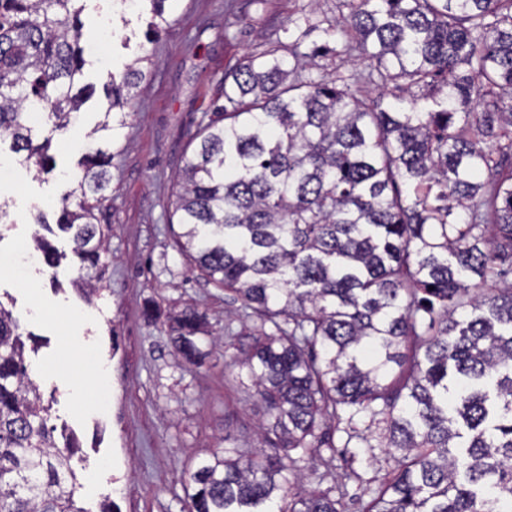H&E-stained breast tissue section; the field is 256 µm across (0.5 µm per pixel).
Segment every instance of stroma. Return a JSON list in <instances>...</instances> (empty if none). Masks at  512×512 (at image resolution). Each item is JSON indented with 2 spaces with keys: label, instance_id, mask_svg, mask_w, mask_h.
I'll use <instances>...</instances> for the list:
<instances>
[{
  "label": "stroma",
  "instance_id": "obj_1",
  "mask_svg": "<svg viewBox=\"0 0 512 512\" xmlns=\"http://www.w3.org/2000/svg\"><path fill=\"white\" fill-rule=\"evenodd\" d=\"M308 0H168L171 28L156 42L144 38L137 14L119 18L112 0H84L88 42L82 84L95 88L69 130L55 134L53 172L38 173L10 138L0 139V303L21 333H33L30 378L51 402L49 422L72 430L80 448L72 458L78 503L99 512L103 502L121 512H183V472L206 448L244 447L267 420L265 403L241 385L222 353L192 366L176 358L170 317L184 307L204 317L221 338L252 333L257 320L224 300V292L190 270L171 231L176 175L190 154L191 137L212 112L221 83L246 54L283 37L288 20ZM144 57L146 81L121 131L122 154L111 168L109 288L89 300L67 234L49 240L60 262L11 266L41 233L37 216L56 222L62 198L82 171L86 132L103 118L102 88L125 64ZM101 368L106 389L86 381ZM336 426V457L305 471L307 489H328L344 512H358L369 484L394 461L387 448L367 449Z\"/></svg>",
  "mask_w": 512,
  "mask_h": 512
}]
</instances>
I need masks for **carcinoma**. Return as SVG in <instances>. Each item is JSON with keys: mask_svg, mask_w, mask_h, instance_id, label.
Returning a JSON list of instances; mask_svg holds the SVG:
<instances>
[{"mask_svg": "<svg viewBox=\"0 0 512 512\" xmlns=\"http://www.w3.org/2000/svg\"><path fill=\"white\" fill-rule=\"evenodd\" d=\"M80 2L0 0V134L40 174L91 95ZM166 2L136 0L146 39L172 25ZM340 4L344 22L303 12L288 41L224 73L219 117L179 174L178 251L260 320L232 364L278 435L200 458L188 512H342L295 483L359 414L349 438L370 448L379 430L397 453L361 512H512V0ZM356 52L370 94L339 71ZM328 56L339 66L322 69ZM141 62L106 85L112 121L87 137L108 133L112 150L84 155L57 220L91 296L106 289L109 167ZM169 328L183 362L211 353L197 311ZM25 350L0 304V512H85L80 443L47 428Z\"/></svg>", "mask_w": 512, "mask_h": 512, "instance_id": "obj_1", "label": "carcinoma"}]
</instances>
